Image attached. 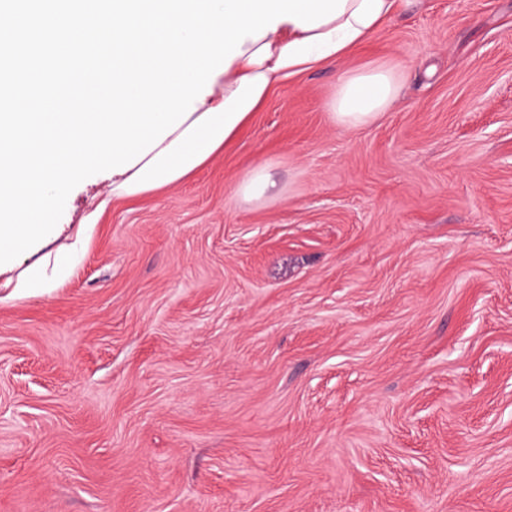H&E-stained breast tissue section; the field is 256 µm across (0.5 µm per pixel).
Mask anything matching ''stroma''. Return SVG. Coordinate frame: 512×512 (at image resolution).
Listing matches in <instances>:
<instances>
[{"mask_svg":"<svg viewBox=\"0 0 512 512\" xmlns=\"http://www.w3.org/2000/svg\"><path fill=\"white\" fill-rule=\"evenodd\" d=\"M377 66L395 103L335 121ZM0 512H512V0H399L0 296ZM397 97V80L387 68L356 71L340 82L329 110L343 125L367 123L384 112ZM276 188V182L273 179L268 168L259 165L246 173L236 185V195L246 202L261 200ZM87 219L81 224H63L62 233L56 239L52 236L50 243L21 260V266L16 263V267H10L11 271L4 269L0 274V293L6 292L7 297L30 296L52 288L80 261L96 226Z\"/></svg>","mask_w":512,"mask_h":512,"instance_id":"35a3bbf8","label":"stroma"}]
</instances>
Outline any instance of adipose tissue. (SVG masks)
<instances>
[{
    "instance_id": "obj_1",
    "label": "adipose tissue",
    "mask_w": 512,
    "mask_h": 512,
    "mask_svg": "<svg viewBox=\"0 0 512 512\" xmlns=\"http://www.w3.org/2000/svg\"><path fill=\"white\" fill-rule=\"evenodd\" d=\"M397 0H347L343 13L314 29L279 22L260 39L246 38L241 52L217 75L195 111L136 166L113 174L112 196L138 197L175 185L204 166L249 123L273 89L297 74L336 61L361 44L395 10ZM397 97L387 68L356 71L340 82L329 109L341 124L367 123ZM94 223L65 225L55 245H44L0 274V293L30 296L51 288L76 265Z\"/></svg>"
}]
</instances>
